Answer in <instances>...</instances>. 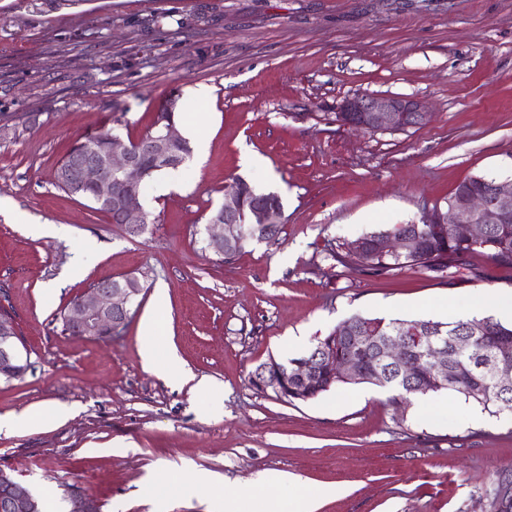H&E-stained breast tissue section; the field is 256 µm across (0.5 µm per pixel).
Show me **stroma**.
<instances>
[{
	"label": "stroma",
	"mask_w": 512,
	"mask_h": 512,
	"mask_svg": "<svg viewBox=\"0 0 512 512\" xmlns=\"http://www.w3.org/2000/svg\"><path fill=\"white\" fill-rule=\"evenodd\" d=\"M200 85L209 97L192 95ZM357 94L420 98L430 117L361 134L333 120ZM171 97L180 134L196 128L207 149L151 180L150 225L133 238L54 171L87 135H142ZM1 128L0 304L30 366L0 379V414L71 413L1 433L0 468L50 512H66L71 485L102 512H224L225 487L245 485L285 503L333 487L317 512H483L492 480L512 474V414L457 393L397 413L371 384L291 404L250 383L353 314L452 321L512 291V267L481 255L451 286L334 268L322 252L419 221L469 177L512 179V0H0ZM236 178L280 197L283 232L225 264L201 232ZM46 223L58 234H28ZM123 275L144 285L123 330L63 331L78 293ZM151 313L157 360L175 349L218 395L145 368Z\"/></svg>",
	"instance_id": "35a3bbf8"
}]
</instances>
